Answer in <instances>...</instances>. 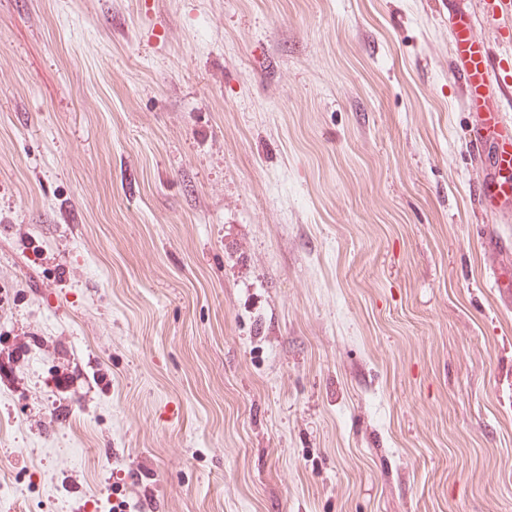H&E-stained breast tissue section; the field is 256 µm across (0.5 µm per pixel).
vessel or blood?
<instances>
[{"label":"vessel or blood","instance_id":"vessel-or-blood-1","mask_svg":"<svg viewBox=\"0 0 512 512\" xmlns=\"http://www.w3.org/2000/svg\"><path fill=\"white\" fill-rule=\"evenodd\" d=\"M455 56L448 67L475 122L470 147L483 176L477 191L486 207L512 194V121L503 115L501 100L512 94V55L493 56L474 33L472 15L459 17L448 29Z\"/></svg>","mask_w":512,"mask_h":512}]
</instances>
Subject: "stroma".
<instances>
[{
  "label": "stroma",
  "instance_id": "obj_1",
  "mask_svg": "<svg viewBox=\"0 0 512 512\" xmlns=\"http://www.w3.org/2000/svg\"><path fill=\"white\" fill-rule=\"evenodd\" d=\"M480 0H0V481L22 512H512ZM448 38L455 46L448 73L460 89L466 110L475 117L469 142L483 172L477 191L491 208L500 197L512 198V123L501 108L506 92L512 96V55L493 56L490 47L475 35L471 14L451 24Z\"/></svg>",
  "mask_w": 512,
  "mask_h": 512
}]
</instances>
